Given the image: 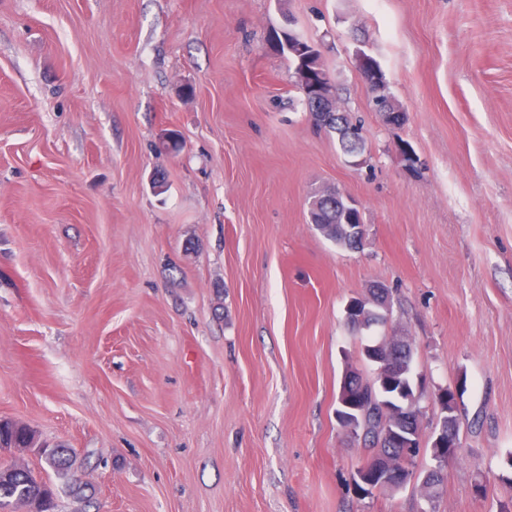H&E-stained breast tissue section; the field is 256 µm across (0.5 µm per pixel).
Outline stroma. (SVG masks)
I'll return each mask as SVG.
<instances>
[{
  "instance_id": "1",
  "label": "stroma",
  "mask_w": 512,
  "mask_h": 512,
  "mask_svg": "<svg viewBox=\"0 0 512 512\" xmlns=\"http://www.w3.org/2000/svg\"><path fill=\"white\" fill-rule=\"evenodd\" d=\"M289 21L367 166L306 110ZM323 189L361 248L309 223ZM375 283L425 427L457 392L437 512H512V0H0V420L75 449L88 512H420L418 477L357 496L336 421ZM283 38L284 39L278 37L280 51L287 56L290 63L294 66L295 71L300 68V62L305 65H314L325 70L320 52L314 46L308 44L309 40L304 34L297 32L288 34V30H286L283 32ZM359 71L366 83L374 86V94L387 99V110L384 113L385 122L394 128L406 122V112L401 109L387 94V81L381 66L367 53L359 51L356 54Z\"/></svg>"
}]
</instances>
